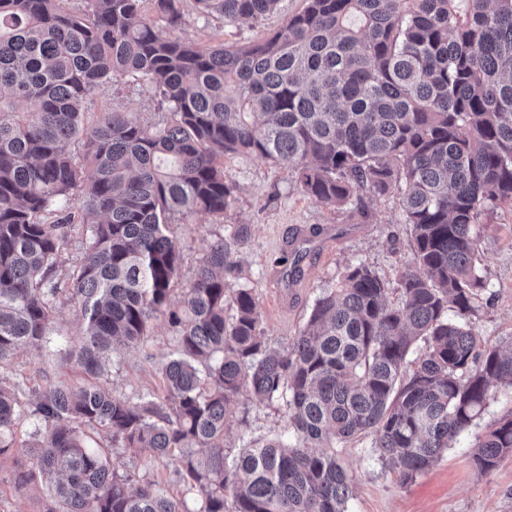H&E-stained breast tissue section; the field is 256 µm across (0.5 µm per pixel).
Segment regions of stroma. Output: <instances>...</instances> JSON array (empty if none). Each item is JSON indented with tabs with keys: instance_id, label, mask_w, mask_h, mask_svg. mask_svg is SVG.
Masks as SVG:
<instances>
[{
	"instance_id": "35a3bbf8",
	"label": "stroma",
	"mask_w": 512,
	"mask_h": 512,
	"mask_svg": "<svg viewBox=\"0 0 512 512\" xmlns=\"http://www.w3.org/2000/svg\"><path fill=\"white\" fill-rule=\"evenodd\" d=\"M303 0H280L277 11L251 29L225 25L222 17L202 13L195 0H182V23L177 37L204 48L221 44L244 45L282 30ZM128 112L138 122L154 125L166 117L153 90L130 78L107 81L96 88L84 108V122L94 126L100 113ZM224 178L235 188V203L219 215L199 213L176 216L171 232L181 255L180 283L193 276L208 244L216 235H230L245 224L249 236L233 254L239 275L227 278L228 287L242 286L256 294L263 326L271 345L281 346L305 324L315 298L335 284L351 264L364 263L387 280H395L412 254V239L401 222L400 197L366 198L367 215L325 206L304 195L291 170L251 155L224 159ZM306 247L301 274L283 280L278 259ZM481 271L488 286L482 291L470 326L483 345L512 340V206L500 205L480 218ZM81 324L72 307H63L51 340L43 351L18 354L0 376L25 382L27 390L54 382H79L83 375L58 353L61 345L77 342ZM176 347V338L163 320H155L146 344L123 350L112 359L107 384L113 393L136 400L161 383L160 369ZM492 399L483 414L462 435L454 448L444 452L431 468L408 483L401 482L380 457L371 438H357L340 445L336 456L352 475L355 489L348 512H512V454L491 470L482 472L471 459V445L484 436L500 416L512 410V388L491 387ZM248 422L249 436L277 433L283 426L278 407L233 403L226 410V441L241 447V422ZM98 444L111 448L112 467L118 473L135 472L153 481L166 495L180 496L183 485L171 465L150 451L136 453L113 447L106 433ZM13 460L0 461V512H45L47 498L39 488L18 495L12 486Z\"/></svg>"
}]
</instances>
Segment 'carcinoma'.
<instances>
[{
	"label": "carcinoma",
	"instance_id": "carcinoma-1",
	"mask_svg": "<svg viewBox=\"0 0 512 512\" xmlns=\"http://www.w3.org/2000/svg\"><path fill=\"white\" fill-rule=\"evenodd\" d=\"M148 1L179 25V0H82L79 13L0 0V368L43 349L71 305L82 334L64 356L92 378L27 403L22 383L0 384V457L15 458L17 493L44 483L46 512H347L338 445L372 438L407 483L482 417L492 383L512 387V346L483 348L469 325L486 288L478 219L512 204V0H304L284 31L210 49L157 28ZM196 2L250 28L280 0ZM118 76L159 91L163 124L112 111L84 126L85 103ZM228 154L282 165L305 195L363 217L362 193L399 191L413 250L395 285L347 266L274 349L252 289L227 294L240 226L173 299L171 220L233 206ZM159 318L176 337L162 384L134 402L112 394L106 360ZM241 397L279 406L285 426L236 452L225 412ZM30 414L44 427L31 454L14 441ZM100 429L171 463L183 496L114 472L110 449L90 446ZM511 453L512 411L472 459L488 471ZM81 245V232L76 231L69 245L62 252L61 257L59 258L58 274L61 277H66L69 273H72V270L81 255Z\"/></svg>",
	"mask_w": 512,
	"mask_h": 512
}]
</instances>
